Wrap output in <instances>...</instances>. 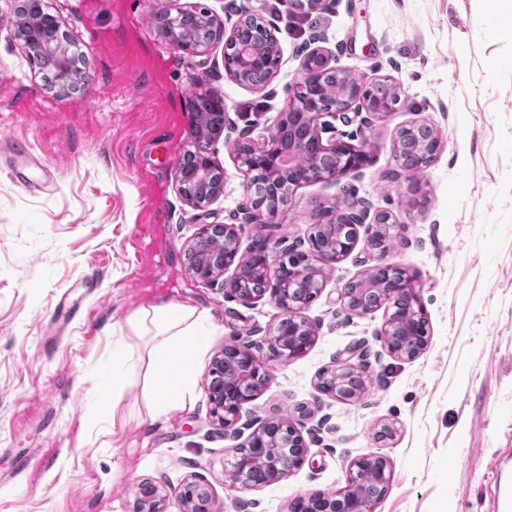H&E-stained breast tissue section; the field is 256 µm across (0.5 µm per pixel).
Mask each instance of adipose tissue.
<instances>
[{"mask_svg":"<svg viewBox=\"0 0 512 512\" xmlns=\"http://www.w3.org/2000/svg\"><path fill=\"white\" fill-rule=\"evenodd\" d=\"M128 326L145 346L135 349L116 338L105 393L117 404L139 389L149 423L165 424L173 412L193 405L198 360L211 346L214 327L196 307L181 302L141 308Z\"/></svg>","mask_w":512,"mask_h":512,"instance_id":"obj_1","label":"adipose tissue"}]
</instances>
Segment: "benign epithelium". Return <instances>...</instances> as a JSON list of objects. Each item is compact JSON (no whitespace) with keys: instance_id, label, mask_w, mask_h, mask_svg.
Here are the masks:
<instances>
[{"instance_id":"1","label":"benign epithelium","mask_w":512,"mask_h":512,"mask_svg":"<svg viewBox=\"0 0 512 512\" xmlns=\"http://www.w3.org/2000/svg\"><path fill=\"white\" fill-rule=\"evenodd\" d=\"M37 6L25 14L14 11L11 26L23 34V45L30 60L39 61L51 68L55 74V85L61 91H69L86 82V72L78 66L69 53L67 43L43 36V29L50 25L59 27L56 16L43 18L40 0H33ZM196 11L179 8L173 18L174 26L160 27L162 39L171 47L182 52L200 54L205 51L194 38L190 29L181 26ZM256 12L242 10L231 28L216 16L205 11L199 16L213 23L224 33V46L236 45L239 51L233 55L224 54V71L236 82L255 88L264 87L279 71L282 50L277 44L269 45L260 32H252L253 42L241 46L239 40L247 31L246 22ZM334 70L330 66L329 52L323 48L313 49L302 61L299 76L291 86V94L285 110L268 129L260 142L249 140L250 155L240 153L243 142L234 144V152L243 172L252 166L268 169L273 178L285 176L288 172L301 171L307 179L294 184L286 193L273 198L269 206L260 203V194L252 182L243 183L242 200L237 208L238 224H279L286 211L293 204L295 190L310 181L325 180L338 182L348 176H356L369 162L367 143L353 145L343 140L323 143L318 118L327 113L346 121L350 112H365L366 121L384 118L398 110L404 91L398 79L381 75L369 80L349 72H341L342 81L336 84V104L323 107L319 98L309 90L323 85L324 74ZM204 111L200 114V131L194 136L193 150L188 152L193 170L186 172V165L176 168V181L185 199L192 207L207 208L215 199L224 195V169L211 150L215 137L231 124V117L224 104V94L207 91L200 95ZM441 141L435 127L422 120L399 127L392 141V151L400 162L401 169L414 180L438 152ZM390 217L354 203H335L320 215L315 228L325 235V244L307 251L290 248L288 251L269 255L268 248L251 249L248 258L240 255L237 224H199L188 249V272L193 279L204 284L222 282L224 292L239 304L252 306L265 294H270L281 310L279 319L269 331L267 344L282 348L279 360L290 362L303 356L314 344L317 330L303 315L305 305L299 299L301 287L310 283L321 290L324 288L325 269L348 255L357 240V234L349 238L336 236V227L346 225L353 230L366 226L372 232V225L387 224ZM234 269L231 277L224 274ZM377 298L370 306H354L351 285H346L341 300L347 308L359 315L386 307H408L403 317L389 314L379 332L391 354L397 358H413L419 354L426 341L419 339L418 323L424 317L419 291L414 276L406 269L398 268L394 282L386 288H376ZM359 366L342 360L329 371L333 379L330 394L340 400L359 398L367 389ZM208 384L212 414L218 425L228 428L240 418L243 404L256 398L267 385L270 373L254 352L251 344H226L221 356L214 361ZM288 430L290 443L288 465H282L281 449L273 442L272 434ZM246 447L249 453L237 452L231 461L234 471L244 476L259 472L258 479H246L242 485L259 487L288 478L302 467L307 458V448L296 431L292 421H266L250 435ZM390 482L387 462L384 458L365 454L353 461L347 486L331 495L315 494L301 496L307 512H375L379 501L370 497L366 488L370 485L385 491ZM176 495L182 502L183 512H211L212 494L210 486L201 480L192 479L181 488L175 489L159 481H144L138 486L134 512H162L160 505L170 495Z\"/></svg>"}]
</instances>
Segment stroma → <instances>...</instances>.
<instances>
[{
    "mask_svg": "<svg viewBox=\"0 0 512 512\" xmlns=\"http://www.w3.org/2000/svg\"><path fill=\"white\" fill-rule=\"evenodd\" d=\"M175 2L228 24L251 4L283 50L279 73L257 89L225 73L221 41L198 55L172 49L155 17ZM45 4L85 57L88 82L62 94L45 81L9 24L13 0H0V512H132L141 481L178 487L192 475L210 485L213 512H289L297 497L343 489L368 453L391 474L375 512H496L499 468L512 466V35L500 31L512 0H323L296 17L281 0ZM318 37L337 69L396 77L404 103L370 124L333 121L324 140H366L367 166L336 184H303L281 223L245 225L241 243L308 242L322 207L358 198L391 215L389 248L359 234L326 270L304 310L315 343L271 363L272 380L227 432L211 417L213 356L235 340L266 357L280 311L270 297L245 307L196 282L185 248L197 225L234 223L242 175L229 144L265 134ZM210 89L223 91L234 124L213 145L224 195L204 213L186 203L175 171L193 138V100ZM416 120L437 128L442 147L415 187L391 144ZM380 265L415 278L428 343L413 359L379 338L385 308L359 316L338 298ZM170 301L208 315L216 336L193 407L150 427L138 391L103 408L100 372L129 317ZM64 303L78 311L67 323ZM358 343L366 394L320 391V374ZM279 418L298 428L304 465L261 487L230 481L225 464L250 422ZM385 424L393 438H380Z\"/></svg>",
    "mask_w": 512,
    "mask_h": 512,
    "instance_id": "35a3bbf8",
    "label": "stroma"
}]
</instances>
